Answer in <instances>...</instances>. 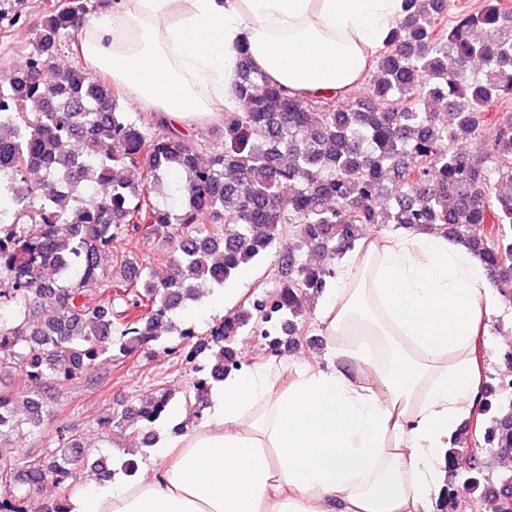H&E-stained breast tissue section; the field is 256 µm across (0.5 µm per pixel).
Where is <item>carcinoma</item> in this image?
Segmentation results:
<instances>
[{
    "mask_svg": "<svg viewBox=\"0 0 512 512\" xmlns=\"http://www.w3.org/2000/svg\"><path fill=\"white\" fill-rule=\"evenodd\" d=\"M448 0H405L359 96L340 103L304 97L271 83L246 52L236 69V108L224 112L218 145L198 142L159 118L156 133L122 110L112 82L80 67L55 69L62 44L89 13L85 0L45 11L22 64L0 71V371L28 384L73 379L99 357L157 342L175 329L189 300L222 285L244 265L286 249L274 294L241 305L195 342L192 330L164 347L198 376L186 403L224 381L236 366V338L261 331L276 352L281 335H298L311 298L335 270L299 259L352 249L365 226L445 234L482 255L490 281L512 304V117L487 112L512 93V12L489 3L458 13ZM483 140L472 156L462 140ZM392 200L378 207L381 197ZM174 230L177 247L158 279L151 266L136 280L105 283L101 254L121 238ZM136 315H131V311ZM210 352V363L197 358ZM171 397L102 423L157 422ZM42 402L0 390V434L22 438L40 425ZM483 442L512 460V395L485 401ZM39 459H0V479L59 490L67 506L89 461L78 435ZM462 452L448 454L451 475L483 498L485 512L512 500V467L494 486L478 458L457 473ZM102 476L135 475L136 462L92 461Z\"/></svg>",
    "mask_w": 512,
    "mask_h": 512,
    "instance_id": "1",
    "label": "carcinoma"
}]
</instances>
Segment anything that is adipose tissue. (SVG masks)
Returning a JSON list of instances; mask_svg holds the SVG:
<instances>
[{
  "label": "adipose tissue",
  "instance_id": "adipose-tissue-1",
  "mask_svg": "<svg viewBox=\"0 0 512 512\" xmlns=\"http://www.w3.org/2000/svg\"><path fill=\"white\" fill-rule=\"evenodd\" d=\"M402 0H116L79 37L133 106L189 127L234 97L238 48L290 92L362 83ZM317 317L325 366L267 359L211 393L208 419L144 474L76 490L71 512H429L484 397L479 340L500 314L467 245L413 230L359 240Z\"/></svg>",
  "mask_w": 512,
  "mask_h": 512
}]
</instances>
